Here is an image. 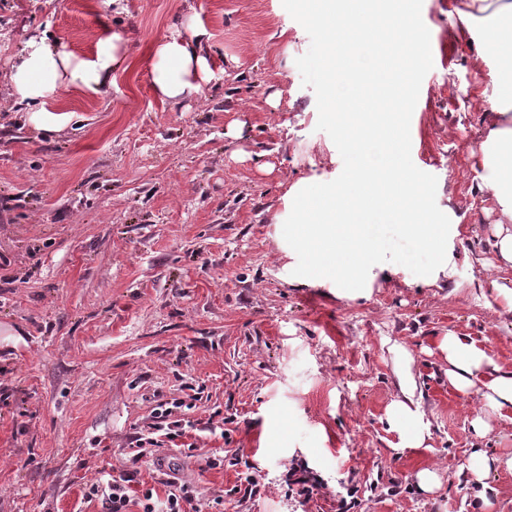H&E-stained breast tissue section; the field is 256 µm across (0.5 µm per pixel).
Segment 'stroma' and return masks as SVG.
I'll return each instance as SVG.
<instances>
[{
  "label": "stroma",
  "instance_id": "35a3bbf8",
  "mask_svg": "<svg viewBox=\"0 0 512 512\" xmlns=\"http://www.w3.org/2000/svg\"><path fill=\"white\" fill-rule=\"evenodd\" d=\"M452 3L423 0L433 67L410 133L414 164L436 176V203L458 224L454 274L427 284L403 268L348 299L292 280L277 246L288 183L343 169L296 66L310 37L282 0H0V388L11 395L0 512H101L86 492L104 468L156 484L131 438L155 393L188 383L205 394L196 419L221 412L232 439L204 432L195 450L158 454L198 476L200 499L225 491L224 512H332L351 490L354 512H512V417L479 388H452L439 350L444 336H464L512 367V263L473 169L486 117L472 95L497 58L475 56ZM191 20L206 32L212 79L194 98L161 102L153 49ZM106 29L121 34L127 67L100 95L12 101L11 65L29 37L89 58ZM235 120L239 139L226 135ZM398 346L429 425L418 448L387 417ZM222 447L242 464L200 473L201 454ZM478 454L498 462L482 495L465 473ZM294 459L322 482L302 505L282 483ZM425 468L440 478L430 492L416 478ZM245 471L263 494L234 493Z\"/></svg>",
  "mask_w": 512,
  "mask_h": 512
}]
</instances>
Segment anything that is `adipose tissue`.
<instances>
[{
    "mask_svg": "<svg viewBox=\"0 0 512 512\" xmlns=\"http://www.w3.org/2000/svg\"><path fill=\"white\" fill-rule=\"evenodd\" d=\"M449 19L469 37L478 56L493 54L499 59L486 96L494 120L481 145L480 180L501 216L512 222V0H460ZM204 35V30L191 24L156 44L153 90L158 98L177 103L202 92L212 77L202 45ZM102 40L105 50L84 59L60 49L47 36L29 38L11 66L15 97L35 105L59 88L99 94L126 62L119 34H103ZM439 349L448 362V381L454 389L465 393L481 383L493 409L503 416L512 414V370L496 365L477 342L459 336H445ZM398 385L400 394L389 408V421L407 434L410 447H421L427 427L410 371L400 373Z\"/></svg>",
    "mask_w": 512,
    "mask_h": 512,
    "instance_id": "ef3b65f1",
    "label": "adipose tissue"
}]
</instances>
